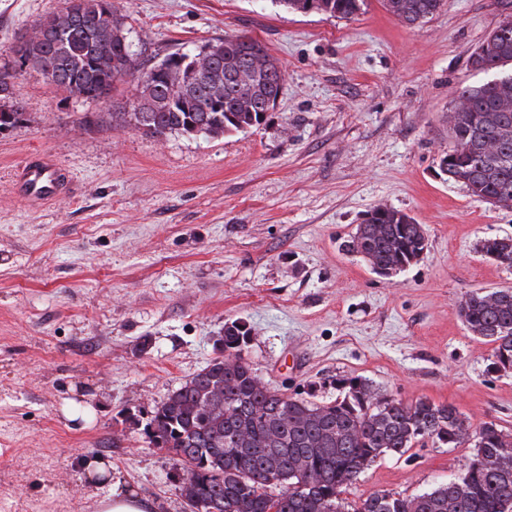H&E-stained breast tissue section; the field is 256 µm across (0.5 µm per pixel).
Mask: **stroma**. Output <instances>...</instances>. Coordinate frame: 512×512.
I'll return each instance as SVG.
<instances>
[{
    "label": "stroma",
    "mask_w": 512,
    "mask_h": 512,
    "mask_svg": "<svg viewBox=\"0 0 512 512\" xmlns=\"http://www.w3.org/2000/svg\"><path fill=\"white\" fill-rule=\"evenodd\" d=\"M114 3L142 67L247 35L285 81L257 127L159 140L18 67L16 36L63 0H0V72L24 112L0 131V512H95L109 487L83 463L99 458L152 512H189L146 428L235 321L252 370L284 395L332 400L337 380L362 377L512 429V374L492 372L491 345L459 316L469 292L512 287V268L480 251L512 235V208L439 168L458 90L489 78L469 59L512 13L505 0H445L411 28L380 0L351 19L272 0ZM35 152L71 172L66 198L31 207L15 195L16 166ZM378 205L428 238L393 277L342 248ZM469 456L429 442L378 461L346 496L419 494Z\"/></svg>",
    "instance_id": "obj_1"
}]
</instances>
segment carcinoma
<instances>
[{
	"label": "carcinoma",
	"mask_w": 512,
	"mask_h": 512,
	"mask_svg": "<svg viewBox=\"0 0 512 512\" xmlns=\"http://www.w3.org/2000/svg\"><path fill=\"white\" fill-rule=\"evenodd\" d=\"M291 12H316L340 19L356 16L363 0H275ZM399 22L414 26L436 14L443 0H381ZM32 36L11 51L29 68L49 71L53 90L95 100L93 92L131 77L136 93L127 112L112 120L156 138L172 135L219 137L259 125L264 106L276 100L284 74L274 61L251 83L239 86L231 75L269 57L260 42L234 35L216 38L221 60L205 80L189 86L149 79L125 42L124 16L106 0H64L41 17ZM473 68L493 71L480 85L461 88L464 106L450 124L451 146L441 157L449 179L486 202L512 203V26L496 27L470 57ZM22 108L0 107V129L21 121ZM371 223L360 224L345 241L349 253L372 258L381 274L404 271L428 247L423 226L410 224L400 210L378 205ZM481 252L495 253L512 266V237L482 241ZM468 331L493 347L491 367L512 373V288L478 289L459 305ZM247 330L224 333V348L235 359L218 356L173 390L154 410L148 437L168 451L173 466L188 470L181 495L191 512H512V466L497 465L512 449V433L494 421L471 427L456 407L427 399L404 403L360 377L337 380L341 395L330 401L272 392L242 355ZM432 441L470 448L490 467L470 474L458 488L452 478L421 494L379 491L358 503L346 489L377 460L403 455Z\"/></svg>",
	"instance_id": "1"
}]
</instances>
